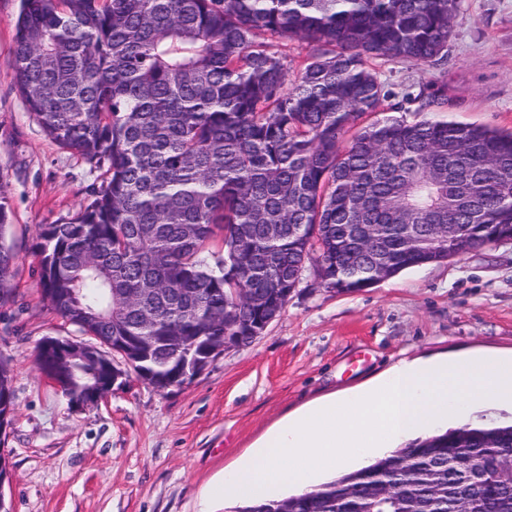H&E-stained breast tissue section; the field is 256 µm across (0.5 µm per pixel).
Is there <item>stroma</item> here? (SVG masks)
<instances>
[{
  "instance_id": "obj_1",
  "label": "stroma",
  "mask_w": 512,
  "mask_h": 512,
  "mask_svg": "<svg viewBox=\"0 0 512 512\" xmlns=\"http://www.w3.org/2000/svg\"><path fill=\"white\" fill-rule=\"evenodd\" d=\"M20 0H0V185L14 289L0 305V358L14 367L16 412L4 445L12 512H224L211 498L226 470L282 419L352 391L401 360L512 355V242L409 268L341 294L305 270L287 305L250 345L226 349L182 387L133 379L98 403L73 405L37 370L48 337L80 339L40 286L38 234L70 217L94 182L49 139L12 84ZM382 80L443 78L445 119L512 130V0H460L445 74L399 60Z\"/></svg>"
}]
</instances>
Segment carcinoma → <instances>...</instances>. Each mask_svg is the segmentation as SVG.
Instances as JSON below:
<instances>
[{
  "label": "carcinoma",
  "instance_id": "obj_1",
  "mask_svg": "<svg viewBox=\"0 0 512 512\" xmlns=\"http://www.w3.org/2000/svg\"><path fill=\"white\" fill-rule=\"evenodd\" d=\"M460 0H21L13 86L44 133L99 173L41 233L53 312L133 370L252 342L302 272L340 293L512 241V132L450 120L447 88L414 94L377 61L444 71ZM306 44L299 62L287 42ZM296 72L290 79V72ZM378 112L385 116L372 121ZM350 141H344L348 131ZM0 304L15 256L4 242ZM38 369L70 393L109 371ZM0 358V432L15 412ZM512 421L416 439L303 494L227 512H512Z\"/></svg>",
  "mask_w": 512,
  "mask_h": 512
}]
</instances>
